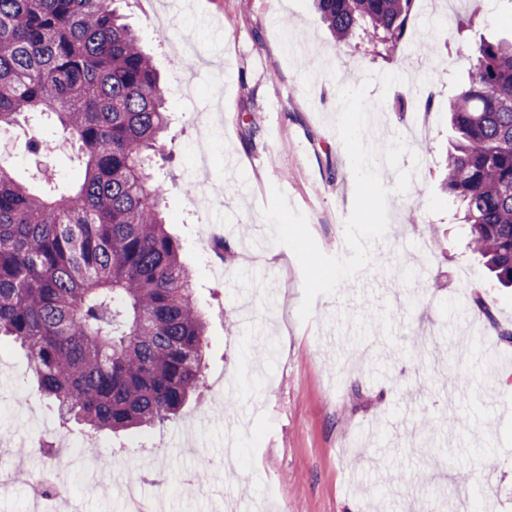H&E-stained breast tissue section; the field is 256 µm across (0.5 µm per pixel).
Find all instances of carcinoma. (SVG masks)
<instances>
[{
    "label": "carcinoma",
    "instance_id": "carcinoma-1",
    "mask_svg": "<svg viewBox=\"0 0 512 512\" xmlns=\"http://www.w3.org/2000/svg\"><path fill=\"white\" fill-rule=\"evenodd\" d=\"M340 42L362 30L389 52L415 0H315ZM169 87L109 0H0V130L55 113L85 172L35 193L0 159V337L30 353L58 417L113 433L176 419L204 384L207 320L151 174ZM456 139L443 188L474 252L512 286V40L485 42L448 101ZM472 305L499 339L484 298Z\"/></svg>",
    "mask_w": 512,
    "mask_h": 512
}]
</instances>
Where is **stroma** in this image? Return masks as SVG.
<instances>
[{"mask_svg":"<svg viewBox=\"0 0 512 512\" xmlns=\"http://www.w3.org/2000/svg\"><path fill=\"white\" fill-rule=\"evenodd\" d=\"M124 12L168 86L195 74L193 99L169 98L170 141L152 168L167 183L166 221L208 315L205 376L216 396L120 436L69 424L72 500L84 512H124L118 496L86 495L89 472L104 484L138 481L153 471L157 449L165 512H225L228 501L245 512H448L458 496L460 512H512V391L501 384L512 364L483 355L487 345L508 347L490 329L485 345L473 342L475 311L457 306L460 292H478L512 324V288L495 284L467 225L454 220L441 188L453 131L420 97L446 99L464 86L481 40L512 33V0H458L451 13L438 0L415 11L387 58L364 39L336 42L314 0H195L177 10L169 0H126ZM187 34L199 58L169 50ZM369 71L414 76L386 92L373 83L368 97L391 106L370 139L401 136L410 153L399 169L415 175L406 193L388 198L379 269L318 297L304 322L301 267L271 241L260 210L280 188L322 252L347 254L355 184L333 124L340 86ZM36 126L48 145L41 157L12 158L16 179L37 192L49 178L78 181L77 146L53 118ZM218 233L220 256L211 251ZM0 430V469L49 466L28 443L58 423L41 405L27 351L8 338L0 340ZM228 435L230 475L215 466ZM487 446L497 453L491 466ZM481 484L495 488L491 500L473 495Z\"/></svg>","mask_w":512,"mask_h":512,"instance_id":"obj_1","label":"stroma"}]
</instances>
